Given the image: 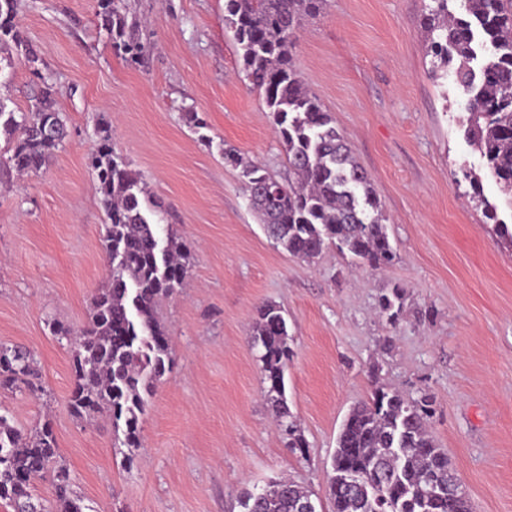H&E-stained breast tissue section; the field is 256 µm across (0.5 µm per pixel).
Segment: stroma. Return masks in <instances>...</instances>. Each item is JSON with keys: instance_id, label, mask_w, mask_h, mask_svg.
<instances>
[{"instance_id": "35a3bbf8", "label": "stroma", "mask_w": 512, "mask_h": 512, "mask_svg": "<svg viewBox=\"0 0 512 512\" xmlns=\"http://www.w3.org/2000/svg\"><path fill=\"white\" fill-rule=\"evenodd\" d=\"M432 0H327L292 50L382 204L396 257L381 271L337 249L315 262L268 237L251 209L235 149L285 174L262 95L224 25V0H132L143 63L116 52L96 0H20L17 23L43 60L0 71V98L27 109L49 78L68 137L39 173L0 183V343L29 348L41 389H0V414L22 432L51 421L85 512H240L239 496L276 478L325 495L340 427L374 383L430 395L428 429L473 512H512V243L471 198L464 171L483 161L463 138L467 100L432 72L422 16ZM197 113L202 127L186 120ZM192 255L162 300L173 368L122 446L108 416L69 407L73 347L105 288L106 213L89 157L102 123ZM404 294L389 325L381 294ZM282 308L293 356L292 448L249 343L256 309Z\"/></svg>"}]
</instances>
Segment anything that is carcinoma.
<instances>
[{
    "instance_id": "carcinoma-1",
    "label": "carcinoma",
    "mask_w": 512,
    "mask_h": 512,
    "mask_svg": "<svg viewBox=\"0 0 512 512\" xmlns=\"http://www.w3.org/2000/svg\"><path fill=\"white\" fill-rule=\"evenodd\" d=\"M457 3L451 9L448 2ZM130 0H97L100 26L112 47L136 63L145 46L139 22L129 19ZM327 0H225L224 23L248 79L263 95L288 164L276 177L233 149L224 160L242 169L251 209L268 236L289 255L312 262L330 247L372 270L395 258L382 209L368 173L354 159L344 137L317 98L303 85L292 62V47L306 17L319 15ZM422 18L427 52L446 67L467 97L464 138L484 160L486 176L512 206V0H433ZM18 0H0V45L13 43L23 63L44 86L26 112L0 98V136L10 145L0 158V175L40 172L67 136L66 120L55 108L53 85L39 69L41 58L15 23ZM100 145L89 159L106 211L104 248L107 286L93 299L87 327L69 337L74 348V387L70 408L79 418L105 413L123 424V444L141 446L139 425L154 384L171 372L167 334L157 319L161 299L182 287L190 252L166 239L157 211L145 206L141 174L110 145L111 129L99 128ZM485 217L512 243V227L498 218L497 206L483 198L482 179L467 175ZM400 289L381 295L379 310L398 324ZM267 399L290 436L289 447L304 448L285 395V372L293 352L287 321L279 307H258L250 334ZM38 378L31 352L0 343V388L35 390ZM433 400L407 398L374 385L368 401L345 418L326 485L332 512H472L470 501L448 488L457 484L448 454L428 431ZM0 500L14 512H46L29 485L53 473L55 512H83L69 473L59 463L49 424L30 436L0 415ZM242 512H317L313 493L288 480H276L240 498Z\"/></svg>"
}]
</instances>
